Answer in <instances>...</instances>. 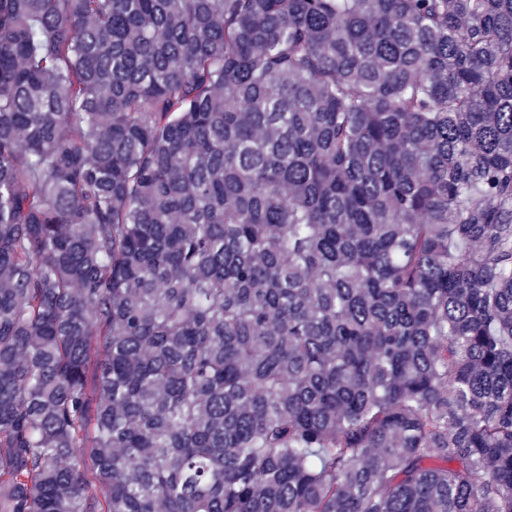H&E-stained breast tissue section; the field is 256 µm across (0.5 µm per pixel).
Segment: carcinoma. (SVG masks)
<instances>
[{
  "instance_id": "carcinoma-1",
  "label": "carcinoma",
  "mask_w": 512,
  "mask_h": 512,
  "mask_svg": "<svg viewBox=\"0 0 512 512\" xmlns=\"http://www.w3.org/2000/svg\"><path fill=\"white\" fill-rule=\"evenodd\" d=\"M0 512H512V0H0Z\"/></svg>"
}]
</instances>
